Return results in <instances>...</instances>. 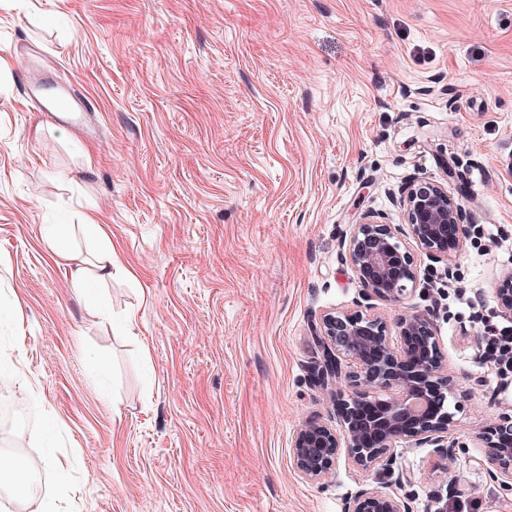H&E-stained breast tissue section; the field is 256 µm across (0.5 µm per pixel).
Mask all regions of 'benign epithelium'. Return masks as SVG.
<instances>
[{"instance_id":"1","label":"benign epithelium","mask_w":512,"mask_h":512,"mask_svg":"<svg viewBox=\"0 0 512 512\" xmlns=\"http://www.w3.org/2000/svg\"><path fill=\"white\" fill-rule=\"evenodd\" d=\"M414 245L402 242L399 226L361 215L342 239L345 261L355 273L360 293L353 306L321 315L316 338L323 347L317 380L325 387L344 378L347 398L336 405L333 426L320 418L306 421L293 443L294 468L302 478L318 481L346 457L351 465L378 477L405 481L395 473L398 447L411 442L428 446L451 460L459 443L448 440L453 414L448 396L456 383L448 375L444 348L427 308L402 316L391 331L374 313V302H402L420 283L415 251L442 265L443 275L458 277L457 257L470 227L462 223V206L448 188L413 182L401 193ZM498 306L512 315V269L501 274L495 288ZM353 370L342 374L341 359ZM483 442L490 481L512 493V412L489 423ZM345 512H412L407 498L376 488L350 495Z\"/></svg>"}]
</instances>
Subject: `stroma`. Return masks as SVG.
Instances as JSON below:
<instances>
[{
	"mask_svg": "<svg viewBox=\"0 0 512 512\" xmlns=\"http://www.w3.org/2000/svg\"><path fill=\"white\" fill-rule=\"evenodd\" d=\"M0 5V362L23 396L0 453L37 461L6 512H344L373 475L294 469L305 421L345 383L314 385L315 326L360 292L340 242L362 213L404 224L410 181L439 182L465 223L460 278L418 255L420 287L387 320L437 310L455 463L408 445L397 491L430 512H512L478 434L512 403L482 340L512 327V0H30ZM89 100L87 138L28 95L33 65ZM104 218L134 277L88 315L43 235L94 253ZM134 315L126 327V315ZM485 384L473 388L471 380Z\"/></svg>",
	"mask_w": 512,
	"mask_h": 512,
	"instance_id": "35a3bbf8",
	"label": "stroma"
}]
</instances>
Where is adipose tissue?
Returning <instances> with one entry per match:
<instances>
[{"label": "adipose tissue", "instance_id": "ef3b65f1", "mask_svg": "<svg viewBox=\"0 0 512 512\" xmlns=\"http://www.w3.org/2000/svg\"><path fill=\"white\" fill-rule=\"evenodd\" d=\"M83 230L102 243V248L91 265L87 264L81 253L69 246L65 236L53 233L48 236L47 241L53 255L73 267L76 288L85 300L89 315L96 316L101 312L96 289L100 283L111 279L113 273L121 270L122 263L115 245L108 240L103 226L95 216L85 218Z\"/></svg>", "mask_w": 512, "mask_h": 512}]
</instances>
